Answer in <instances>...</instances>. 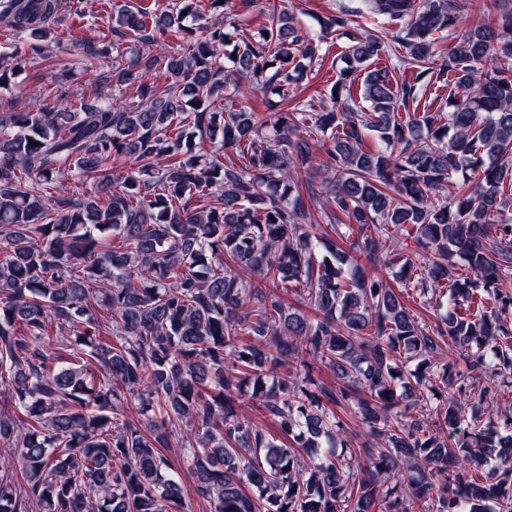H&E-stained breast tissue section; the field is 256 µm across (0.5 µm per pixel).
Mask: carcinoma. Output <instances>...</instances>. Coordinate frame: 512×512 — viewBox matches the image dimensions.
I'll use <instances>...</instances> for the list:
<instances>
[{
  "label": "carcinoma",
  "instance_id": "cac0c4a2",
  "mask_svg": "<svg viewBox=\"0 0 512 512\" xmlns=\"http://www.w3.org/2000/svg\"><path fill=\"white\" fill-rule=\"evenodd\" d=\"M488 2L437 66L432 34L458 0H364L405 23L397 59L416 82L452 86L442 114L401 115L416 86L379 66L372 33L347 47L331 104L233 108L242 80L294 97L348 18L315 35L273 2L233 43L221 0L109 18L145 46L115 71L139 82L136 106L101 88L0 113V512H190L171 448L204 512H512V0ZM60 7L0 0L28 46L0 53V84L47 59ZM107 49L84 43L80 64ZM69 175L98 193L77 197ZM364 259L399 264L438 324ZM245 392L278 434L240 409ZM333 405L364 425V451Z\"/></svg>",
  "mask_w": 512,
  "mask_h": 512
}]
</instances>
